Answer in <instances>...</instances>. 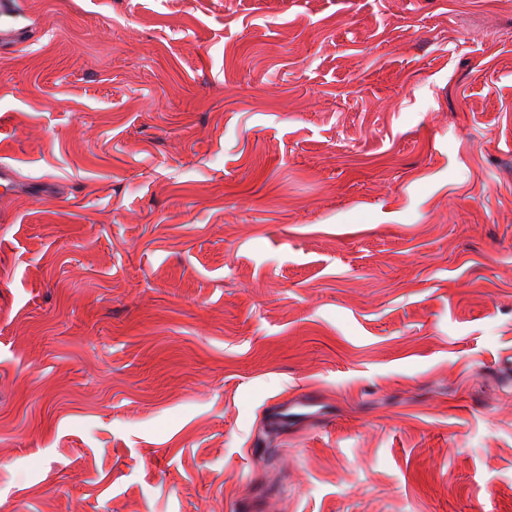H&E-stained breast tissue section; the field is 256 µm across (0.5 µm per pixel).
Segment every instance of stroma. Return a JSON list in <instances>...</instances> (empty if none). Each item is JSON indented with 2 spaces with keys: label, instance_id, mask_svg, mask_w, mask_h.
Here are the masks:
<instances>
[{
  "label": "stroma",
  "instance_id": "obj_1",
  "mask_svg": "<svg viewBox=\"0 0 512 512\" xmlns=\"http://www.w3.org/2000/svg\"><path fill=\"white\" fill-rule=\"evenodd\" d=\"M18 22L0 512H512V0Z\"/></svg>",
  "mask_w": 512,
  "mask_h": 512
}]
</instances>
